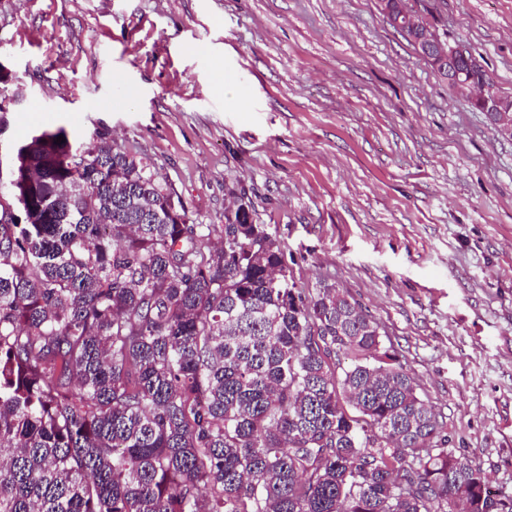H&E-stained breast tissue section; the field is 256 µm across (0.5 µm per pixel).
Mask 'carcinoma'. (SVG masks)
<instances>
[{
    "instance_id": "carcinoma-1",
    "label": "carcinoma",
    "mask_w": 512,
    "mask_h": 512,
    "mask_svg": "<svg viewBox=\"0 0 512 512\" xmlns=\"http://www.w3.org/2000/svg\"><path fill=\"white\" fill-rule=\"evenodd\" d=\"M5 179L0 512H512L250 213L190 223L102 131H36Z\"/></svg>"
}]
</instances>
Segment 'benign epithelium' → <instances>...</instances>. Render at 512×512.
Masks as SVG:
<instances>
[{
	"mask_svg": "<svg viewBox=\"0 0 512 512\" xmlns=\"http://www.w3.org/2000/svg\"><path fill=\"white\" fill-rule=\"evenodd\" d=\"M395 24L404 28V31L416 41L419 54L432 66L440 68L447 73V80L457 84L460 96L478 105V110L486 116L496 114L502 131L512 136V105L501 100L494 88L485 82H474L468 85L459 84L461 66L468 61L464 44L450 42L435 36L426 20L415 11L402 12Z\"/></svg>",
	"mask_w": 512,
	"mask_h": 512,
	"instance_id": "benign-epithelium-1",
	"label": "benign epithelium"
}]
</instances>
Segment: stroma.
<instances>
[{
	"label": "stroma",
	"instance_id": "obj_1",
	"mask_svg": "<svg viewBox=\"0 0 512 512\" xmlns=\"http://www.w3.org/2000/svg\"><path fill=\"white\" fill-rule=\"evenodd\" d=\"M512 96V0H408ZM0 161L107 131L196 224L235 199L305 298L380 326L447 448L512 492V140L382 0H0Z\"/></svg>",
	"mask_w": 512,
	"mask_h": 512
}]
</instances>
